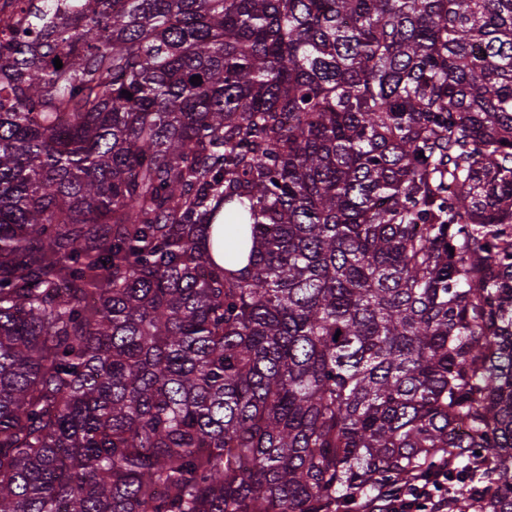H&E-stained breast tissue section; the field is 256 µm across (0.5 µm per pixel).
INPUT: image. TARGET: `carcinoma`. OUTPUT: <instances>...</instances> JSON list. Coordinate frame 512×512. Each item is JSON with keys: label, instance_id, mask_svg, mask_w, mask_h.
Masks as SVG:
<instances>
[{"label": "carcinoma", "instance_id": "cac0c4a2", "mask_svg": "<svg viewBox=\"0 0 512 512\" xmlns=\"http://www.w3.org/2000/svg\"><path fill=\"white\" fill-rule=\"evenodd\" d=\"M28 2L0 512H512V0ZM419 481L411 483L397 496L388 498L383 505L361 511L448 512V465H437Z\"/></svg>", "mask_w": 512, "mask_h": 512}]
</instances>
